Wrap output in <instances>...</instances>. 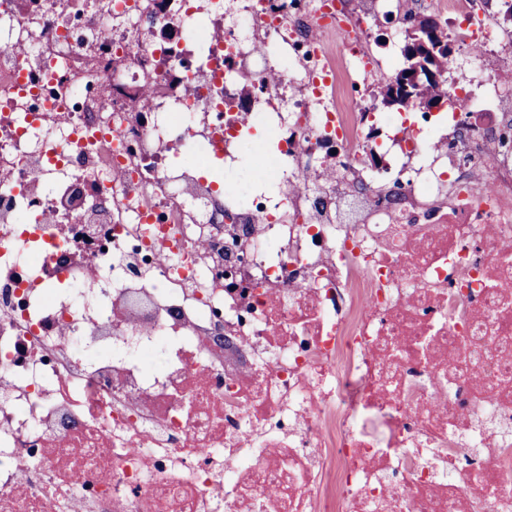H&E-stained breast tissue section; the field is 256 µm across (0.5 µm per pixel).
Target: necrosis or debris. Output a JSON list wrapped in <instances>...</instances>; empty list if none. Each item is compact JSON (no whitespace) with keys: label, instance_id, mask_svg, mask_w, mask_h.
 Here are the masks:
<instances>
[{"label":"necrosis or debris","instance_id":"4bbe7bcc","mask_svg":"<svg viewBox=\"0 0 512 512\" xmlns=\"http://www.w3.org/2000/svg\"><path fill=\"white\" fill-rule=\"evenodd\" d=\"M472 6L428 4L443 123L376 111L358 0H0V512H512V31Z\"/></svg>","mask_w":512,"mask_h":512}]
</instances>
